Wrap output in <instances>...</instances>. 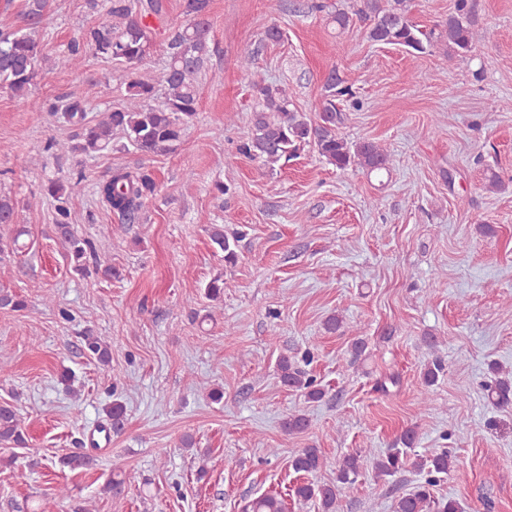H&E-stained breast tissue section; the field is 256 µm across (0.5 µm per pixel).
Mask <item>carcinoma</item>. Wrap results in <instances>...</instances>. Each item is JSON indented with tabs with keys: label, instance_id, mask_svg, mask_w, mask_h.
<instances>
[{
	"label": "carcinoma",
	"instance_id": "obj_1",
	"mask_svg": "<svg viewBox=\"0 0 512 512\" xmlns=\"http://www.w3.org/2000/svg\"><path fill=\"white\" fill-rule=\"evenodd\" d=\"M359 7L348 12L339 8L334 0H313L310 9L322 13L327 20L345 30L353 21L365 24L367 38L380 45L401 46L417 54H426L437 45L447 48L448 56L466 60L480 44L491 41L487 29H477L471 18L469 0H455L454 10L440 28L424 31L410 18V0H357ZM210 0H185L184 10L190 16L183 25L171 27L163 33L165 66L161 82L165 88L162 103L156 105L155 83L135 72L128 75L127 98L124 104L104 113L96 123L87 119V107L77 98L63 102L38 101L30 96V88L37 77L44 57L36 33L43 22V0H32L25 14V27L0 30V88L39 112H50L62 118L78 132L67 141L54 138L47 142L46 150L72 155H88L110 150L118 145L134 147L149 156L170 150L180 142L185 129L197 114L198 77L206 68L212 52L211 27L208 20ZM106 19L99 25L73 39L58 64L78 67L85 56L96 54L103 59L136 67L144 63L153 52L156 30L148 19L163 20L167 13L166 0H106ZM259 54V46L247 44L239 57L240 68L246 75ZM256 98L253 123L247 137L239 145L244 155L257 159L273 172L281 161H287L308 145L314 147L319 158L345 170L359 167L367 173L389 170L391 156L382 145L362 141L350 143L339 133L343 122V101L352 97L342 78L332 70L325 79V98L316 120L292 107L286 88L263 80L251 82ZM85 174L78 172L66 180H55L48 185L49 195L56 201V230L64 244L70 267L82 275L100 273L112 277V264L101 256L93 243L78 235L77 215L71 199L82 187ZM157 183L148 170L130 172L123 168L112 171L109 179L99 183L101 201L116 212L124 224L139 221L145 201L153 198ZM18 201L0 192V262L9 255L21 252L19 239L24 230L17 225ZM211 240L224 252V261L236 259V238L214 228ZM27 300L19 294L0 289V309L20 312L27 308ZM83 350L87 356L107 364L110 354L107 346L96 336L83 337ZM281 385L305 391L310 400L322 398L313 378L295 367L286 357L278 363ZM488 397L507 406L512 403V378H500L490 387ZM305 414L288 415L283 429L288 434L300 433L308 427ZM415 441V431L406 430L400 437L402 447L391 448L374 462L376 477L382 479L399 473L408 462V450ZM25 444L22 420L14 407L0 404V445L20 447ZM93 459L85 454L71 453L57 459V464L70 469L86 468ZM323 465L321 451L314 447L298 449L292 460L295 472L311 474ZM421 475L413 490L400 496L393 512H429L434 502L433 488L448 477L455 468L456 459L442 450L430 456H418L412 463ZM360 469V455L344 456L339 464L336 481L329 484L303 482L294 494L303 501H315L321 512H337V503L343 490L352 485ZM136 482L132 471L116 474L104 486L114 497L123 495ZM284 500L260 495L244 506V512H285Z\"/></svg>",
	"mask_w": 512,
	"mask_h": 512
}]
</instances>
